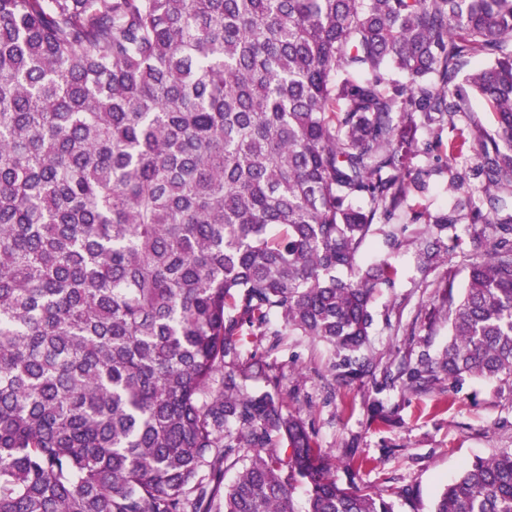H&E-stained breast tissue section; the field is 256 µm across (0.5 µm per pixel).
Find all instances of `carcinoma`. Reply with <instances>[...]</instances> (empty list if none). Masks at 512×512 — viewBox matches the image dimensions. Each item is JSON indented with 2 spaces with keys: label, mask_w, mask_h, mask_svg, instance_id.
I'll list each match as a JSON object with an SVG mask.
<instances>
[{
  "label": "carcinoma",
  "mask_w": 512,
  "mask_h": 512,
  "mask_svg": "<svg viewBox=\"0 0 512 512\" xmlns=\"http://www.w3.org/2000/svg\"><path fill=\"white\" fill-rule=\"evenodd\" d=\"M443 146L484 251L382 365L362 248ZM413 221L423 272L462 244ZM288 333L339 385L512 388V0H0V512H395L285 405ZM433 512H512V448Z\"/></svg>",
  "instance_id": "1"
}]
</instances>
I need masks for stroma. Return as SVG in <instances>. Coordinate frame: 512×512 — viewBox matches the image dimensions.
Returning a JSON list of instances; mask_svg holds the SVG:
<instances>
[{
    "instance_id": "35a3bbf8",
    "label": "stroma",
    "mask_w": 512,
    "mask_h": 512,
    "mask_svg": "<svg viewBox=\"0 0 512 512\" xmlns=\"http://www.w3.org/2000/svg\"><path fill=\"white\" fill-rule=\"evenodd\" d=\"M414 164L433 168L426 187L409 198L408 212L376 225L364 247L372 261L392 253L397 270L393 287L382 289L372 304L369 348L384 363L400 359L424 337L430 340L431 352L442 350L448 342V324L428 319L432 286L451 275L458 287H465L468 258L479 249L470 224L461 217L467 191L448 188L447 158L434 161L421 155ZM413 209L445 211L459 218L448 233L461 236V251L425 273L417 267L422 226L411 222ZM390 233L400 242L392 251L385 246ZM271 357L285 365L286 404L311 424L336 468L338 482L352 480L362 487L392 490L398 512H432L440 490L466 465L512 448L511 388L469 380L441 396L414 394L399 384L379 392L357 382L332 391L325 379L328 352L322 344L288 335ZM374 403L392 413L394 424L372 420ZM352 458L366 459V467L347 470Z\"/></svg>"
}]
</instances>
